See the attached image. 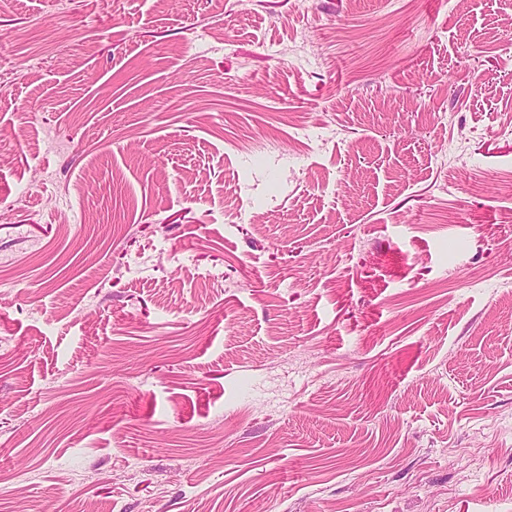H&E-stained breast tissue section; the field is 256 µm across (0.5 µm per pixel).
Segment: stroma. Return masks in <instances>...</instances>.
I'll return each mask as SVG.
<instances>
[{"instance_id": "obj_1", "label": "stroma", "mask_w": 512, "mask_h": 512, "mask_svg": "<svg viewBox=\"0 0 512 512\" xmlns=\"http://www.w3.org/2000/svg\"><path fill=\"white\" fill-rule=\"evenodd\" d=\"M512 0L0 6V512H512Z\"/></svg>"}]
</instances>
